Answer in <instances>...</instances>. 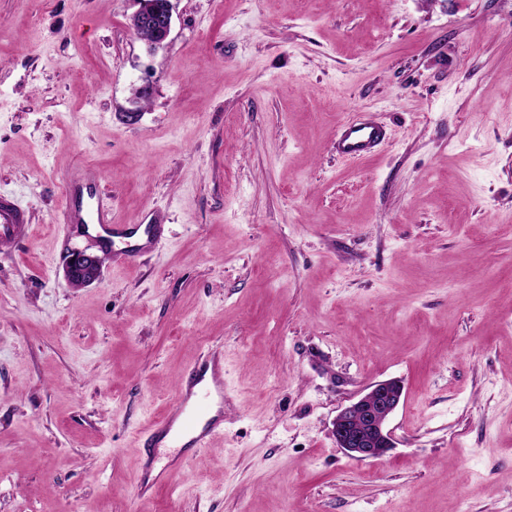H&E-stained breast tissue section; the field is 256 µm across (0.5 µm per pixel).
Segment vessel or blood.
Here are the masks:
<instances>
[{
    "label": "vessel or blood",
    "mask_w": 512,
    "mask_h": 512,
    "mask_svg": "<svg viewBox=\"0 0 512 512\" xmlns=\"http://www.w3.org/2000/svg\"><path fill=\"white\" fill-rule=\"evenodd\" d=\"M384 139L385 131L376 123L348 122L341 126L336 136V153L343 158L361 160L370 156ZM63 215L68 224L95 221L100 229L98 239L108 249L137 232H144L145 246L121 252L120 258L125 262L136 261L145 248L156 247L162 239L158 225L141 228L135 224L115 223L110 196L102 190L98 172L90 167L80 169L67 181ZM30 234L28 208L13 195L0 192V240L23 241L29 239ZM223 398L224 356L222 350L210 346L197 362L183 371L169 411L153 428L137 438L138 447L151 448L159 438L168 435L177 441L189 438L196 448L206 447L224 432L223 419L210 414L212 402Z\"/></svg>",
    "instance_id": "b4317fda"
}]
</instances>
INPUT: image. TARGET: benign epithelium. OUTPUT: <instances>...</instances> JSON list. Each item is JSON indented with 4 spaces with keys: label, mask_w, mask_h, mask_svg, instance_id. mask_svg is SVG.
Listing matches in <instances>:
<instances>
[{
    "label": "benign epithelium",
    "mask_w": 512,
    "mask_h": 512,
    "mask_svg": "<svg viewBox=\"0 0 512 512\" xmlns=\"http://www.w3.org/2000/svg\"><path fill=\"white\" fill-rule=\"evenodd\" d=\"M136 12L139 24L151 33L150 48L164 45L173 22V0H164L160 6L150 0H139ZM100 273L97 256L85 250H75L66 264L68 281L83 286L96 281ZM403 387L396 380L379 381L368 386L364 393L343 408L333 421L332 433L336 447L351 458H376L394 447L388 428L390 417L400 405Z\"/></svg>",
    "instance_id": "benign-epithelium-1"
}]
</instances>
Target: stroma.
Masks as SVG:
<instances>
[{
  "mask_svg": "<svg viewBox=\"0 0 512 512\" xmlns=\"http://www.w3.org/2000/svg\"><path fill=\"white\" fill-rule=\"evenodd\" d=\"M0 0V512H512V0ZM149 81L147 99L133 91ZM365 117L387 139L337 156ZM158 249L76 288L67 175ZM224 433L137 496L203 343ZM395 379L394 448L332 423ZM140 9L136 12L139 24L151 33V40L145 41L152 49L159 48L164 45L168 39L173 22V0H164L160 6L154 5L148 0H137ZM138 21L132 18V26L142 40L148 38L145 31L141 30ZM28 208L11 194L0 192V240L23 241L31 234Z\"/></svg>",
  "mask_w": 512,
  "mask_h": 512,
  "instance_id": "1",
  "label": "stroma"
}]
</instances>
